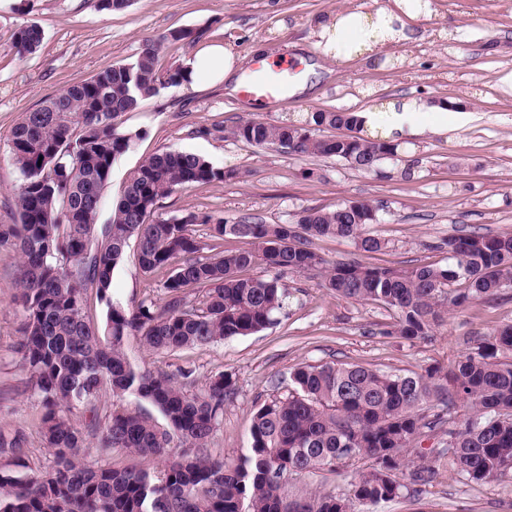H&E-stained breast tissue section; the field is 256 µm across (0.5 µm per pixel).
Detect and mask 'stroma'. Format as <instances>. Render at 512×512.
Here are the masks:
<instances>
[{"label":"stroma","mask_w":512,"mask_h":512,"mask_svg":"<svg viewBox=\"0 0 512 512\" xmlns=\"http://www.w3.org/2000/svg\"><path fill=\"white\" fill-rule=\"evenodd\" d=\"M392 0H131L120 11L99 10L97 0H0V224L15 210L13 187L20 175L8 141L24 112L46 97L66 91L97 72L132 61L144 40L160 45L159 64L184 65L198 41L172 40L171 32H202L207 41L232 42L250 66L286 57L288 81L297 84L315 60L314 17L390 5ZM419 19L418 38L386 49L377 64L355 61L322 74L314 90L291 93L273 103L226 93L168 87L123 118L124 129L140 132L112 169L101 195L100 223H108L131 171L164 151L203 157L236 170L222 182L195 184L163 198L155 218L210 215L234 222L253 218L291 224L309 208L333 210L360 200L376 210L372 234L388 240L386 250L359 255L347 239L314 244L330 261L358 257L401 266L448 262L442 239L476 232L512 233V88L501 78L512 72V0H431ZM287 28H279V19ZM34 22L44 32L39 50L25 58L11 49L12 33ZM265 44V55L253 52ZM405 95L426 104L445 102L446 111L417 115V130L396 140L394 155L364 171L335 157L295 154L235 139L231 129L257 119L280 123L319 111L360 112ZM169 274L140 269L128 247L112 277V297L127 308L161 302ZM19 275L15 253L0 247V432L24 429L25 460L33 470L52 464L39 433L41 407L16 352L23 309L16 302ZM288 305L275 324L258 333L218 344L151 354L136 339L125 351L132 363L153 372L195 371L207 378L233 375L237 396L211 435L206 454L232 461L250 443L257 404L288 393L293 370L302 363L342 360L396 373L445 365L485 345L512 323V290L473 302L450 316L433 336L408 341L381 333L390 320L376 304L352 302L322 288L309 273H283ZM436 475L422 492L366 506L364 512H512V479L471 483L435 460Z\"/></svg>","instance_id":"obj_1"}]
</instances>
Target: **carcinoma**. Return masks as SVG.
<instances>
[{
	"instance_id": "carcinoma-1",
	"label": "carcinoma",
	"mask_w": 512,
	"mask_h": 512,
	"mask_svg": "<svg viewBox=\"0 0 512 512\" xmlns=\"http://www.w3.org/2000/svg\"><path fill=\"white\" fill-rule=\"evenodd\" d=\"M43 41V30L24 22L11 48L23 57ZM159 45L145 42L134 60L99 71L23 113L11 131L9 151L20 174L17 221L0 224V247L18 255L17 300L24 311L18 344L32 395L42 407L40 435L54 465L42 473H0V512H355L397 497L407 476L412 486L432 482L434 469L408 457L419 438L439 431L452 449L448 464L470 481L512 477V324L492 341L447 366L394 373L348 362L302 363L285 398L259 404L250 444L232 462L197 453L206 446L235 398L229 373L190 391L195 369L153 374L134 365L125 343L137 338L151 352L211 345L272 325L285 308L288 288L280 273L317 272L323 287L356 302L389 311L382 334L423 339L446 321L451 308L512 289V233L450 236L438 245L450 263L383 266L358 260L330 262L314 240L343 238L361 253H379L389 242L360 222L364 204L344 202L332 211L303 210L293 224L243 218L229 222L190 214L152 215L177 189L235 178L205 159L162 152L128 177L112 222L97 223L101 192L115 161L138 133L121 127L160 90L180 84L181 68L158 65ZM344 128L348 136H316L312 127ZM355 112H315L305 120L269 124L250 120L231 134L255 146L299 154L351 158L365 171L396 146L362 138ZM212 237L238 239L243 247L200 255L192 233L197 222ZM135 239L141 270L152 273L178 259L161 285L163 304L129 309L112 299V275ZM262 265L272 275L245 271ZM205 287L200 297L189 289ZM106 307L103 330L86 319L88 291ZM134 395L156 407L158 425L141 409L101 407L102 391ZM89 421L75 419L79 410ZM178 440L180 452L172 453ZM27 436L0 434V454L24 468ZM114 449L164 458L148 472L90 464L85 450ZM351 468L353 496L314 491L293 496L278 473Z\"/></svg>"
}]
</instances>
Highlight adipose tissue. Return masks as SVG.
<instances>
[{
    "mask_svg": "<svg viewBox=\"0 0 512 512\" xmlns=\"http://www.w3.org/2000/svg\"><path fill=\"white\" fill-rule=\"evenodd\" d=\"M431 0H393L392 4L371 11H349L317 20L315 49L326 61L343 65L358 59H371L384 47L412 40L408 21L429 15ZM245 58L233 44L209 42L200 46L184 69V83L190 88L208 84L240 88L247 77ZM414 99L391 100L362 113L365 127L386 138L404 135L414 114L424 111Z\"/></svg>",
    "mask_w": 512,
    "mask_h": 512,
    "instance_id": "1",
    "label": "adipose tissue"
}]
</instances>
